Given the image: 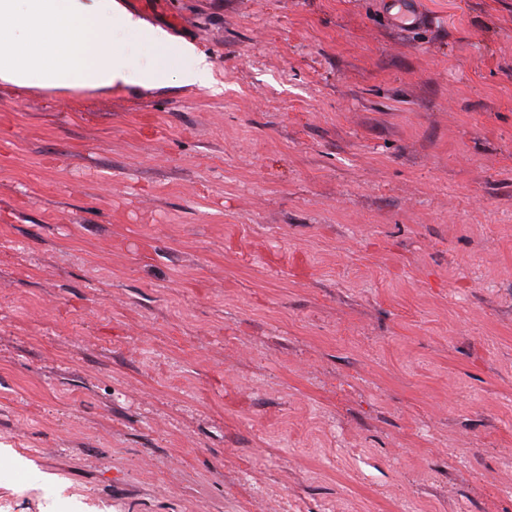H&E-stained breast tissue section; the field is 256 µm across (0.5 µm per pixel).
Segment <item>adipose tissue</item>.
I'll return each mask as SVG.
<instances>
[{
	"label": "adipose tissue",
	"mask_w": 512,
	"mask_h": 512,
	"mask_svg": "<svg viewBox=\"0 0 512 512\" xmlns=\"http://www.w3.org/2000/svg\"><path fill=\"white\" fill-rule=\"evenodd\" d=\"M0 83L48 94L208 88L213 62L118 0H0Z\"/></svg>",
	"instance_id": "obj_1"
}]
</instances>
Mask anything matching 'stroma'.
<instances>
[{"label": "stroma", "mask_w": 512, "mask_h": 512, "mask_svg": "<svg viewBox=\"0 0 512 512\" xmlns=\"http://www.w3.org/2000/svg\"><path fill=\"white\" fill-rule=\"evenodd\" d=\"M119 0L215 89L0 84V512H512V0Z\"/></svg>", "instance_id": "obj_1"}]
</instances>
